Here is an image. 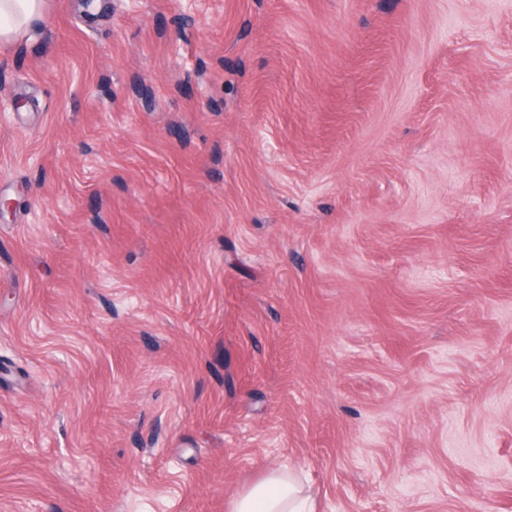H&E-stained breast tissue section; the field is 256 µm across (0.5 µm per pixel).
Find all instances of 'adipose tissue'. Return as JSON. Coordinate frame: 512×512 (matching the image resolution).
<instances>
[{
	"mask_svg": "<svg viewBox=\"0 0 512 512\" xmlns=\"http://www.w3.org/2000/svg\"><path fill=\"white\" fill-rule=\"evenodd\" d=\"M47 0H0V52L30 38ZM312 497L292 468H279L238 494L229 512H313Z\"/></svg>",
	"mask_w": 512,
	"mask_h": 512,
	"instance_id": "ef3b65f1",
	"label": "adipose tissue"
}]
</instances>
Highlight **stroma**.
Listing matches in <instances>:
<instances>
[{
    "label": "stroma",
    "instance_id": "1",
    "mask_svg": "<svg viewBox=\"0 0 512 512\" xmlns=\"http://www.w3.org/2000/svg\"><path fill=\"white\" fill-rule=\"evenodd\" d=\"M100 4L0 54V512H512V0ZM307 490L294 469H273L238 494L228 512H314Z\"/></svg>",
    "mask_w": 512,
    "mask_h": 512
}]
</instances>
